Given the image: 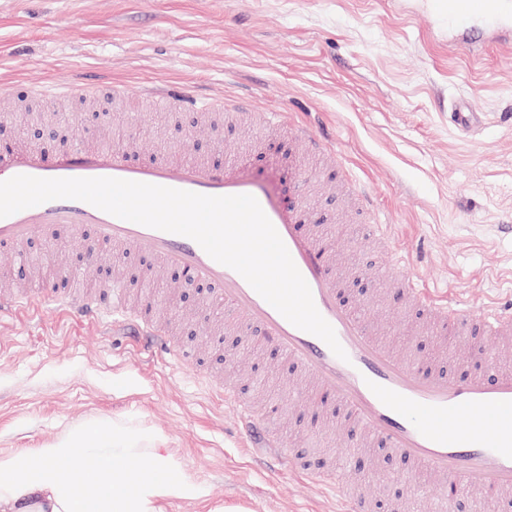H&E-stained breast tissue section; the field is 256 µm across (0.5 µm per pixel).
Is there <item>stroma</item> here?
Returning a JSON list of instances; mask_svg holds the SVG:
<instances>
[{"mask_svg":"<svg viewBox=\"0 0 512 512\" xmlns=\"http://www.w3.org/2000/svg\"><path fill=\"white\" fill-rule=\"evenodd\" d=\"M83 74L99 77L95 95L63 97L57 113L17 108L30 89ZM172 82L202 96L226 99L249 89L257 111L283 108L309 122L336 150L345 179L369 189L377 223L388 225L386 262L405 260L423 286L450 292L471 311L503 301L512 287V44L487 42L477 55L452 45L422 0H0V130L50 129L46 153L75 139L132 145L141 159L177 154L178 129L191 130L196 154L251 158L254 177L281 194L292 190L288 158L302 147L241 130L217 115L161 111L142 95L145 85ZM466 98L483 113L464 134L448 120ZM312 207L328 212V241L356 275L377 261L367 236L334 219L336 201L320 181L309 182ZM41 267L21 271L0 250V282L39 290L58 270L79 266L68 234L34 231L26 245ZM130 298H176L173 271L128 258L122 268ZM361 303L403 336L402 354L432 357L446 366L469 346L492 341L411 335L413 311L393 313L371 292ZM223 303L194 289L175 323L189 365L141 352L125 336L78 325L53 309L41 316L0 317V450L45 447L69 427L123 419L162 434L175 462L206 485L198 501L174 500L166 512H336L335 499L287 469L256 468L235 431L236 412L216 390L240 379L246 394L266 400V372L288 388L292 371L267 346L238 349L226 368L222 348L237 336L213 320ZM277 412L273 421L313 463L341 465L336 445L342 420L314 418L310 400ZM352 471L375 501V512L410 504L430 512L435 485L413 493L405 464L376 453L357 457Z\"/></svg>","mask_w":512,"mask_h":512,"instance_id":"obj_1","label":"stroma"}]
</instances>
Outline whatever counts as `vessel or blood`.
I'll return each instance as SVG.
<instances>
[{"label": "vessel or blood", "instance_id": "vessel-or-blood-1", "mask_svg": "<svg viewBox=\"0 0 512 512\" xmlns=\"http://www.w3.org/2000/svg\"><path fill=\"white\" fill-rule=\"evenodd\" d=\"M425 8L447 24L462 48L472 51L486 40L512 43V0H425ZM148 97L182 112L253 110L252 100L244 97L201 99L174 84L150 91ZM261 122L287 128L311 154L335 163L336 152L323 138L310 134L301 123L286 124L283 112L262 113ZM17 175L112 177L210 196L255 197L308 283L317 310L333 327L345 358H338L317 336L292 325L239 273L212 259L194 240L115 217L83 201L52 200L0 218V246L22 247L37 227L50 237L63 228L79 239L87 264H95L101 248L108 246L165 268L188 271L197 282L223 295L224 315L243 336L274 346L301 379L328 391L330 398L320 405V413L339 411L347 419L340 454L370 446L391 454L406 463L408 478L433 476L443 502L448 489L461 492L474 482L493 491L498 501L512 499V371L498 369L496 353L483 352L479 358L484 371L460 379L397 353L380 338L370 309L357 310L345 302L340 275L314 230L323 218L309 206L304 193L288 199L278 196L255 180L242 162L219 166L187 150L176 159L163 155L139 162L132 160L128 148L112 144L88 148L78 143L51 156L24 146L0 152V181ZM347 205L349 220L363 224L377 243L387 244L386 225L371 221L373 201L367 192L348 198ZM387 275L399 302L409 305L433 333L451 332L464 340L477 330L501 342L512 340V302L489 305L474 314L447 294L420 287L405 262L392 264ZM51 298L58 313L71 322L97 324L111 317L113 327L138 337L144 349L178 364L185 361L183 347L166 324L149 317L146 309L128 306L120 278L105 283L99 294L56 290ZM41 307L40 300L27 294L0 293V317L34 314ZM223 394L236 410L246 447L331 490L340 512H371L370 498L362 488L350 487L344 475L332 468L303 465L235 384L225 383Z\"/></svg>", "mask_w": 512, "mask_h": 512}]
</instances>
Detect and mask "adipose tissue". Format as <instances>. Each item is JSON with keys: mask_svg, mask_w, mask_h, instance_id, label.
I'll return each instance as SVG.
<instances>
[{"mask_svg": "<svg viewBox=\"0 0 512 512\" xmlns=\"http://www.w3.org/2000/svg\"><path fill=\"white\" fill-rule=\"evenodd\" d=\"M145 460V474L131 477L130 463ZM205 494L161 435L120 419L71 428L33 454L0 453V512H162Z\"/></svg>", "mask_w": 512, "mask_h": 512, "instance_id": "adipose-tissue-1", "label": "adipose tissue"}]
</instances>
